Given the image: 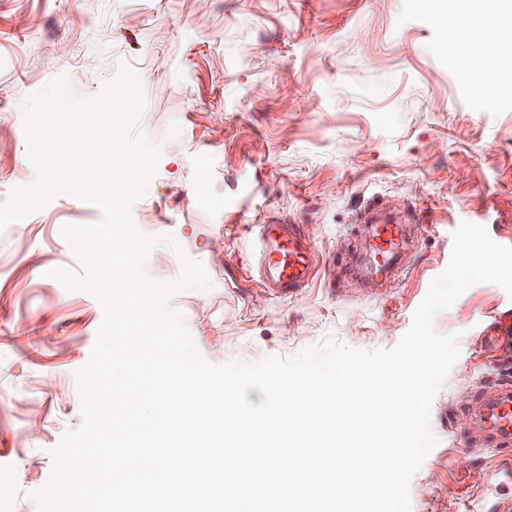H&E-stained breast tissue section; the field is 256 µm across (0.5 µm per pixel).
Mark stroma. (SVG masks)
Listing matches in <instances>:
<instances>
[{
  "label": "stroma",
  "mask_w": 512,
  "mask_h": 512,
  "mask_svg": "<svg viewBox=\"0 0 512 512\" xmlns=\"http://www.w3.org/2000/svg\"><path fill=\"white\" fill-rule=\"evenodd\" d=\"M448 0H0V199L35 171L24 97L60 75L98 92L118 62L140 75L143 127L164 152L133 208L170 234L211 287L175 295L201 354L220 364L291 356L325 337L390 348L447 266L461 222L512 247V95L485 93L440 50ZM181 134L166 140L170 124ZM386 201L422 235L394 281L370 287L347 263L368 252L360 213ZM68 196L0 232V465L22 490L45 484L51 449L81 422L74 373L102 310L48 273L77 268L60 235L98 221ZM300 225L319 256L313 283L276 298L250 274L247 227ZM512 299L470 287L434 318L461 332V355L435 398L436 446L410 484L412 512H492L512 480L487 487L491 454L471 416L477 395L512 380ZM469 429L470 444L456 434Z\"/></svg>",
  "instance_id": "stroma-1"
}]
</instances>
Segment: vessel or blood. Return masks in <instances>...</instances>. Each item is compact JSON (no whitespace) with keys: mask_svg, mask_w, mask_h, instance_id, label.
Returning a JSON list of instances; mask_svg holds the SVG:
<instances>
[{"mask_svg":"<svg viewBox=\"0 0 512 512\" xmlns=\"http://www.w3.org/2000/svg\"><path fill=\"white\" fill-rule=\"evenodd\" d=\"M365 221L374 227V243L360 270L371 281L383 285L393 278L408 242L406 221L384 204L371 208ZM314 254L313 243L296 224L271 220L256 225L251 238L252 269L264 288L282 298L294 296L311 283ZM474 414L484 425L486 447L502 457L501 469L512 467V384L495 397L477 398Z\"/></svg>","mask_w":512,"mask_h":512,"instance_id":"b4317fda","label":"vessel or blood"}]
</instances>
